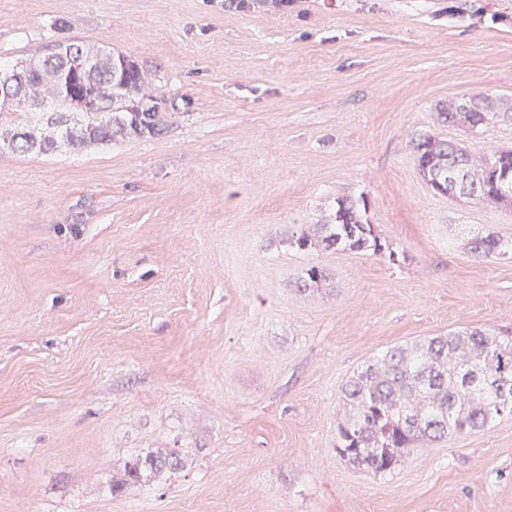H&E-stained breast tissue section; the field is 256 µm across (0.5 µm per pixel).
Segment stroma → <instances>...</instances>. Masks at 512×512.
<instances>
[{
    "instance_id": "35a3bbf8",
    "label": "stroma",
    "mask_w": 512,
    "mask_h": 512,
    "mask_svg": "<svg viewBox=\"0 0 512 512\" xmlns=\"http://www.w3.org/2000/svg\"><path fill=\"white\" fill-rule=\"evenodd\" d=\"M75 41L136 60L155 136L0 146V512H512V417L385 475L336 453L344 381L386 349L512 329V208L434 193L432 130L512 148V0H0V61ZM402 253L301 251L337 198ZM323 269L321 291L297 284ZM165 448L181 469L113 494ZM462 100L471 104H451L448 108L439 109L435 116L437 124L448 123V126L458 125L467 127L473 132H479L491 124L504 120L512 121V113L492 110L490 99L486 96L467 97ZM463 245L471 256L477 259H489L499 255L509 254L512 243L503 242L494 232L479 230L471 232L468 227H461L459 231Z\"/></svg>"
}]
</instances>
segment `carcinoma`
Masks as SVG:
<instances>
[{
    "label": "carcinoma",
    "instance_id": "1",
    "mask_svg": "<svg viewBox=\"0 0 512 512\" xmlns=\"http://www.w3.org/2000/svg\"><path fill=\"white\" fill-rule=\"evenodd\" d=\"M55 75L45 66L28 68L24 96L45 100L55 110L38 113L23 108L17 126L33 127L37 115L65 139L74 138L79 124L82 136L108 144L116 134L128 130L150 134L165 122V113L157 108L163 94L147 71L133 62H126L116 73L107 69L88 83L85 110L73 117L57 111L61 103ZM435 120L479 132L491 124L512 121V113L492 110L486 96L467 97L463 104L438 110ZM410 146L420 174L436 193L512 207V149L475 155L427 131L413 134ZM366 213L365 197H338L328 223L319 225L312 235L302 232L288 239V244L299 250L322 246L371 252L399 263L397 251L381 239ZM459 234L467 253L477 259L512 251V244L489 230L471 232L463 227ZM324 281L323 271L312 266L297 290L319 291ZM339 401L336 453L359 470L390 473L416 448L481 431L503 416H512V331L465 329L391 347L353 371ZM177 466L174 453L161 448L128 463L123 474L112 480V491L120 492L149 473Z\"/></svg>",
    "mask_w": 512,
    "mask_h": 512
}]
</instances>
